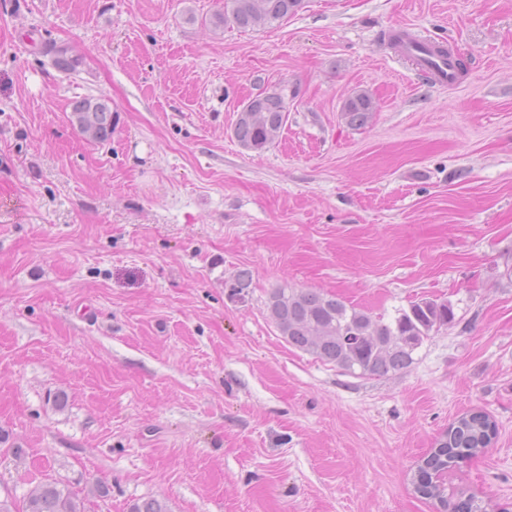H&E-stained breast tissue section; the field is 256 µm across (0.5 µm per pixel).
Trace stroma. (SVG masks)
<instances>
[{"label": "stroma", "mask_w": 512, "mask_h": 512, "mask_svg": "<svg viewBox=\"0 0 512 512\" xmlns=\"http://www.w3.org/2000/svg\"><path fill=\"white\" fill-rule=\"evenodd\" d=\"M223 8L0 0V488L56 480L85 512H435L415 464L481 410L496 438L451 484L512 506V0H305L246 32L211 25ZM398 30L467 72L431 82ZM275 87L284 130L243 148L238 111ZM101 95L115 130L93 145L68 116ZM277 288L455 320L356 378L280 336ZM65 48L66 46H61ZM57 46L55 43L46 44L43 48L46 55H50L53 65L63 71H74L80 63V57L73 54V49L66 50ZM373 110L372 97L367 92H358L345 101L342 112L350 125L361 127L368 123Z\"/></svg>", "instance_id": "1"}]
</instances>
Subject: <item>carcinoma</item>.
<instances>
[{"label":"carcinoma","mask_w":512,"mask_h":512,"mask_svg":"<svg viewBox=\"0 0 512 512\" xmlns=\"http://www.w3.org/2000/svg\"><path fill=\"white\" fill-rule=\"evenodd\" d=\"M304 0H224V12L214 15L215 27L247 30L261 23L280 22L298 12ZM53 65L70 72L80 57L54 43L44 46ZM374 103L366 92L350 96L344 103V117L349 124L368 123ZM288 121V101L284 90L258 94V100L237 112L233 133L248 150L262 151L271 145ZM71 124L83 138L103 145L112 139L115 121L112 106L105 98L84 97L71 106ZM269 317L281 336L292 347L324 362L336 365L343 373L364 377L386 375L408 368L414 352L432 334L454 321L453 308L446 301L422 299L400 309L390 319L344 300L310 289L277 288L269 296ZM495 437L494 426L483 411L459 416L451 423L440 441L443 445L429 451L421 478L426 482L420 497L443 500L446 512H485L470 498L461 499L453 488L443 491L432 482V475L453 472L471 458L483 453ZM0 512H85L81 500L69 488L56 482H41L22 502L4 491Z\"/></svg>","instance_id":"obj_1"}]
</instances>
